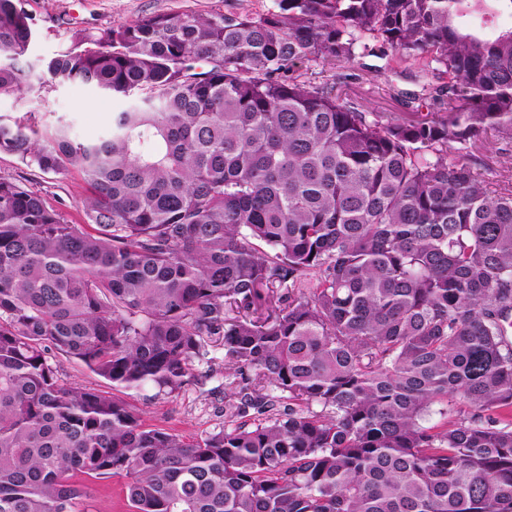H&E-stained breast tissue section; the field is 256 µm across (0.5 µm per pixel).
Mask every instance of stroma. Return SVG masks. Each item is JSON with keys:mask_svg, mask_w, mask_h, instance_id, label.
<instances>
[{"mask_svg": "<svg viewBox=\"0 0 512 512\" xmlns=\"http://www.w3.org/2000/svg\"><path fill=\"white\" fill-rule=\"evenodd\" d=\"M20 3L35 23L30 55L46 61L72 47L86 48L91 40L144 16L213 10L229 16L246 10L263 11L270 0H20ZM334 74L342 92L360 98L373 112L402 114L399 94L415 88L409 71L386 59L374 60L369 68L343 63L336 66ZM125 105L123 99L71 82L57 87L43 99L37 93H30L23 105L10 98H0V116H15L25 107L39 112V129H46L61 117L70 123L77 139L92 141L106 133L113 113ZM0 176L26 183L59 208L69 223H85L79 203L85 183L78 171L46 174L17 156L2 152ZM122 396L141 414L145 425L165 428L187 438L206 436L219 431L224 424V368L220 365L214 366L208 378L189 384L173 397L156 395L148 386L123 391ZM86 507L88 512H129L124 479L96 480Z\"/></svg>", "mask_w": 512, "mask_h": 512, "instance_id": "stroma-1", "label": "stroma"}]
</instances>
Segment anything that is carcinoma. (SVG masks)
<instances>
[{
    "mask_svg": "<svg viewBox=\"0 0 512 512\" xmlns=\"http://www.w3.org/2000/svg\"><path fill=\"white\" fill-rule=\"evenodd\" d=\"M489 1L512 14L160 13L40 72L32 18L0 0V97L128 99L89 143L0 117V151L87 184L70 224L0 177V512H77L105 477L130 512H512V187L473 153L512 144V26L463 24ZM375 55L416 67L415 111L370 112L308 68ZM213 347L228 413L195 440L55 364L173 395ZM55 362L59 377L64 383L74 387L97 388L112 392V389L108 388L112 386L107 381L92 373L80 362L61 354H57Z\"/></svg>",
    "mask_w": 512,
    "mask_h": 512,
    "instance_id": "obj_1",
    "label": "carcinoma"
}]
</instances>
